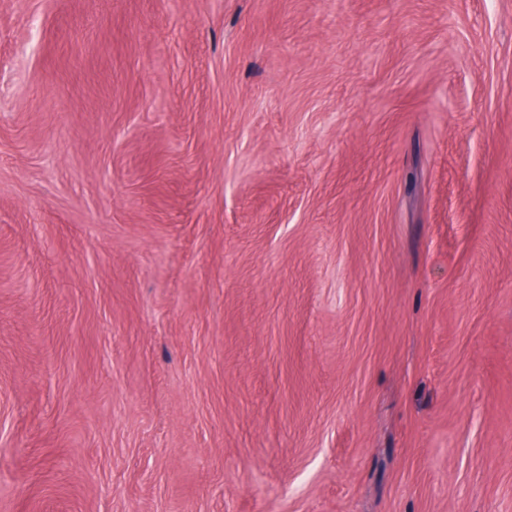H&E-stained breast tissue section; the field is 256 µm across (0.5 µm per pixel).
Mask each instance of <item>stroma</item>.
<instances>
[{
	"instance_id": "stroma-1",
	"label": "stroma",
	"mask_w": 512,
	"mask_h": 512,
	"mask_svg": "<svg viewBox=\"0 0 512 512\" xmlns=\"http://www.w3.org/2000/svg\"><path fill=\"white\" fill-rule=\"evenodd\" d=\"M0 512H512V0H0Z\"/></svg>"
}]
</instances>
